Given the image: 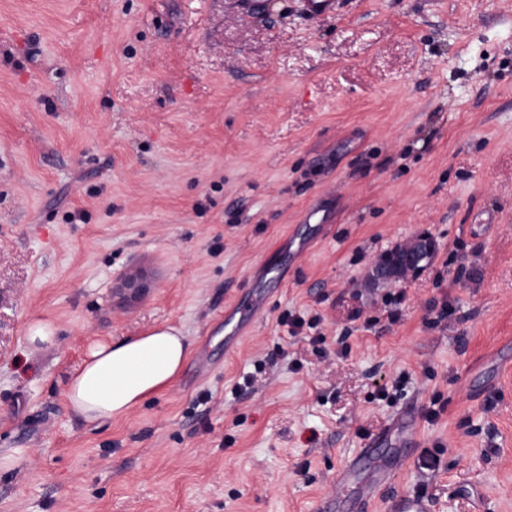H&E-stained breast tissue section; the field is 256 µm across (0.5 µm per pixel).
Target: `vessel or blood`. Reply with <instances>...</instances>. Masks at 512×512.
I'll use <instances>...</instances> for the list:
<instances>
[{
  "instance_id": "vessel-or-blood-1",
  "label": "vessel or blood",
  "mask_w": 512,
  "mask_h": 512,
  "mask_svg": "<svg viewBox=\"0 0 512 512\" xmlns=\"http://www.w3.org/2000/svg\"><path fill=\"white\" fill-rule=\"evenodd\" d=\"M387 444L393 445V452L380 454ZM417 446V412L402 410L385 434L369 440L359 457L343 465L316 512H368L369 503L406 469ZM387 512H431V505L422 494L404 492L391 498Z\"/></svg>"
}]
</instances>
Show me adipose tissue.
<instances>
[{
  "label": "adipose tissue",
  "mask_w": 512,
  "mask_h": 512,
  "mask_svg": "<svg viewBox=\"0 0 512 512\" xmlns=\"http://www.w3.org/2000/svg\"><path fill=\"white\" fill-rule=\"evenodd\" d=\"M189 354L186 337L171 325L155 326L139 336L94 342L68 379L66 407L90 424L121 419L169 386Z\"/></svg>",
  "instance_id": "1"
}]
</instances>
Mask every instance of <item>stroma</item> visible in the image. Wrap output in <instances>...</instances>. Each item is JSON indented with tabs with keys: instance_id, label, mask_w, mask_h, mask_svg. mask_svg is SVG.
Instances as JSON below:
<instances>
[{
	"instance_id": "1",
	"label": "stroma",
	"mask_w": 512,
	"mask_h": 512,
	"mask_svg": "<svg viewBox=\"0 0 512 512\" xmlns=\"http://www.w3.org/2000/svg\"><path fill=\"white\" fill-rule=\"evenodd\" d=\"M312 204L320 245L225 351V305ZM418 237L425 263L367 281ZM131 271L149 290L123 312ZM36 321L53 346L26 343ZM164 323L191 344L170 386L100 425L67 410L93 342ZM506 346L512 0L313 23L301 0H0V512H315L411 406L395 490L512 512Z\"/></svg>"
}]
</instances>
